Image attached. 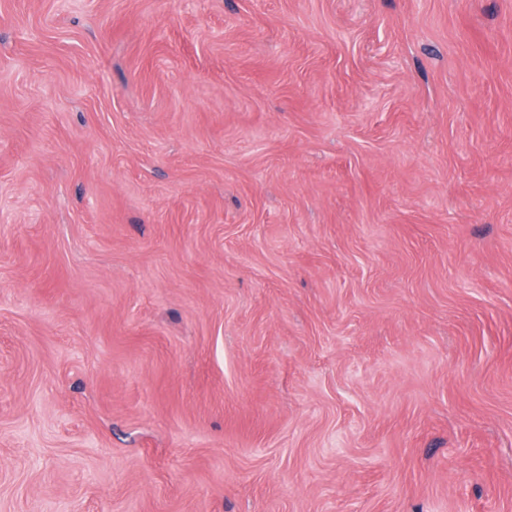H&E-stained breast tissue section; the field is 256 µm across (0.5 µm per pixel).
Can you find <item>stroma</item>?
<instances>
[{
	"label": "stroma",
	"mask_w": 512,
	"mask_h": 512,
	"mask_svg": "<svg viewBox=\"0 0 512 512\" xmlns=\"http://www.w3.org/2000/svg\"><path fill=\"white\" fill-rule=\"evenodd\" d=\"M0 512H512V0H0Z\"/></svg>",
	"instance_id": "1"
}]
</instances>
